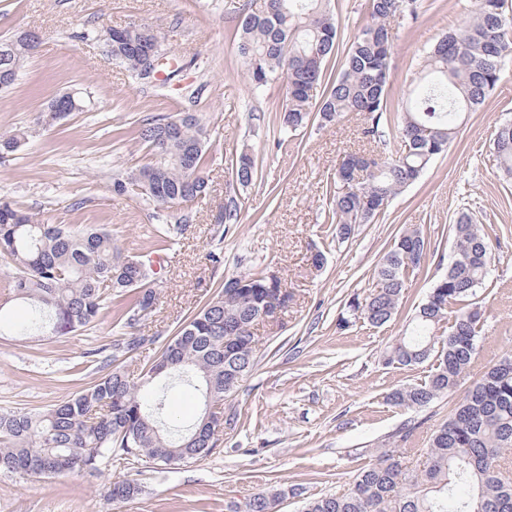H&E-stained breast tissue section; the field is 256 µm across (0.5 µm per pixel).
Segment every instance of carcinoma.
<instances>
[{
  "label": "carcinoma",
  "mask_w": 512,
  "mask_h": 512,
  "mask_svg": "<svg viewBox=\"0 0 512 512\" xmlns=\"http://www.w3.org/2000/svg\"><path fill=\"white\" fill-rule=\"evenodd\" d=\"M417 0H369L371 22L353 38L339 76L318 102L321 122L349 112L364 116L365 138L394 140L384 158L372 157L357 170V154L336 169L343 191L331 203L336 238L344 241L358 224H370L389 201L413 184L429 163L445 153L457 122L476 112L502 77V60L512 51V11L506 0H473L468 20L426 52L420 88L404 110L388 106L392 23L415 14ZM236 51L251 88L263 91L283 80L286 104L280 131L293 132L308 121L314 92L326 78L327 58L338 40L332 0H260L237 29ZM112 59L139 78L134 49L116 39ZM32 55L23 41H0V70L21 69ZM162 120L142 125L140 139L156 161L114 182L117 192H134L162 207L189 204L206 193L205 131L196 115L181 136L163 143ZM24 133L0 134V159L19 151ZM493 150L504 172L512 174V121L499 124ZM255 174L252 155L243 150L232 163L235 183L246 186ZM240 212L236 194L224 199L216 225L233 224ZM427 251L422 232H403L377 263L376 288L348 305L350 320L383 326L397 313L405 282L421 270ZM0 259L12 268L5 280L0 311L12 301L34 307L28 320L11 324L19 336L41 325L47 336L62 337L94 324L112 292L133 293V303L117 324L133 326L156 300L147 268L124 257L112 235L94 225L46 224L16 204L0 199ZM492 250L483 225L461 212L453 225V254L411 328L386 349L385 364L413 366L433 361L424 380L394 390L393 405L422 408L454 392L478 359L481 314L475 296L489 274ZM282 292L277 277L263 270L232 276L133 377L119 356L153 343L133 337L127 344L102 346L99 377L67 399L41 409H0V473L33 478L94 471L114 455L165 465L199 460L218 446L224 432V398L232 396L254 367L260 313ZM448 323V334L440 333ZM179 382L211 395L220 410L189 425L162 422L169 386ZM512 450V355L502 356L468 391L455 412L431 436L421 472H411L391 450L358 470L352 485L336 494L309 499L303 512H512V473L502 465ZM138 486L118 480L107 495L116 502L134 497ZM283 492L272 489L227 512H275Z\"/></svg>",
  "instance_id": "1"
}]
</instances>
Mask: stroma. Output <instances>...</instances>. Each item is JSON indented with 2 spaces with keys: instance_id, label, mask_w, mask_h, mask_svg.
<instances>
[{
  "instance_id": "35a3bbf8",
  "label": "stroma",
  "mask_w": 512,
  "mask_h": 512,
  "mask_svg": "<svg viewBox=\"0 0 512 512\" xmlns=\"http://www.w3.org/2000/svg\"><path fill=\"white\" fill-rule=\"evenodd\" d=\"M247 0H0V40L23 30L40 42L12 88L0 92V134L24 131L16 155L0 162V197L51 224H103L122 254L157 249L158 215L180 223L161 250L156 303L133 327L116 325L113 298L93 327L74 334L26 337L0 329V409L40 408L94 381L91 349L130 336L153 338L152 353L210 301L225 279L268 269L289 295L273 322L257 323L256 361L224 402L237 420L201 460L169 468L117 456L95 472L33 479L0 474V512H225L228 503L272 489L286 492L278 512H301L307 498L348 489L357 470L381 449L403 452L401 431L415 425L426 445L482 373L512 353V175L500 168L491 133L512 119V56L502 81L479 111L458 127L448 150L349 240L336 239L327 203L341 190L336 169L354 152L387 153L389 143L363 137L362 116L323 126L310 119L279 145L276 115L282 82L254 94L234 34ZM470 0H419L399 19L388 100L399 106L417 83L426 50L468 18ZM340 50L326 63L340 71L342 50L369 19L367 0H334ZM151 26L181 71L169 83L143 85L107 53L110 28ZM80 93L82 111L54 118L47 103ZM193 112L206 128L209 189L191 209L158 210L134 194L116 195L115 179L151 162L138 137L146 119ZM248 150L256 172L247 186L232 182L231 161ZM237 223L216 230L229 191ZM472 213L490 238L494 261L479 291V358L455 391L423 408L387 402L396 387L428 375L430 363L385 366L389 344L403 336L416 307L448 270L451 226ZM416 227L429 251L387 325L339 328L349 302L374 289L373 272L400 233ZM323 265H316V254ZM139 488L125 502L107 497L113 481Z\"/></svg>"
}]
</instances>
